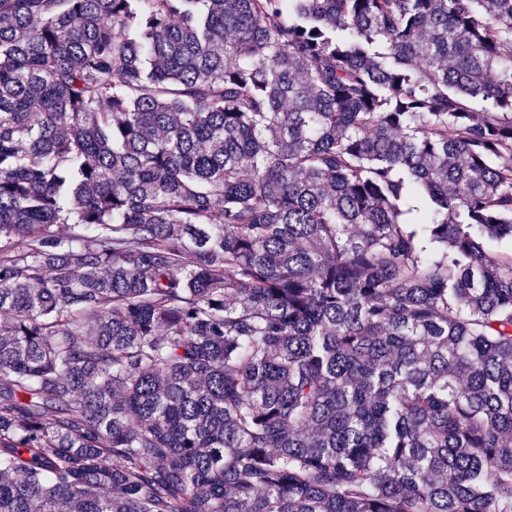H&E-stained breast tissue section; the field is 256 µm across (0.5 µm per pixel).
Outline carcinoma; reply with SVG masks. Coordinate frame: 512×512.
I'll return each instance as SVG.
<instances>
[{"label":"carcinoma","mask_w":512,"mask_h":512,"mask_svg":"<svg viewBox=\"0 0 512 512\" xmlns=\"http://www.w3.org/2000/svg\"><path fill=\"white\" fill-rule=\"evenodd\" d=\"M504 240L512 0H0V512H512Z\"/></svg>","instance_id":"carcinoma-1"}]
</instances>
